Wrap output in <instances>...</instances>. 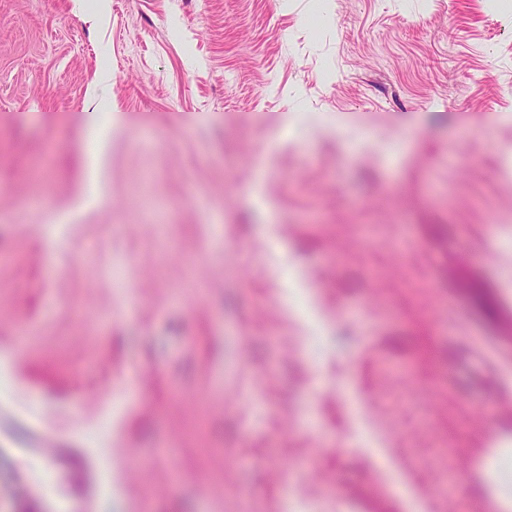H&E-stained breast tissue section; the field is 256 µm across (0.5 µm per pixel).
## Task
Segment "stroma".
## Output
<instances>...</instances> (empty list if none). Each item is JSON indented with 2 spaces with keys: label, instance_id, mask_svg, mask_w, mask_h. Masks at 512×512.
Segmentation results:
<instances>
[{
  "label": "stroma",
  "instance_id": "1",
  "mask_svg": "<svg viewBox=\"0 0 512 512\" xmlns=\"http://www.w3.org/2000/svg\"><path fill=\"white\" fill-rule=\"evenodd\" d=\"M506 431L512 0H0V512L48 437L71 512H486Z\"/></svg>",
  "mask_w": 512,
  "mask_h": 512
}]
</instances>
